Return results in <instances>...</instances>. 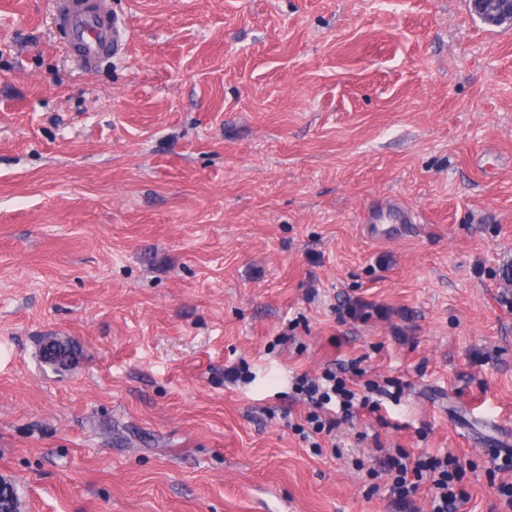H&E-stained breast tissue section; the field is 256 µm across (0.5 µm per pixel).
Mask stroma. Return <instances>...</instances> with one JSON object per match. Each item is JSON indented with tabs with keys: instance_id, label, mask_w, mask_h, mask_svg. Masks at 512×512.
<instances>
[{
	"instance_id": "35a3bbf8",
	"label": "stroma",
	"mask_w": 512,
	"mask_h": 512,
	"mask_svg": "<svg viewBox=\"0 0 512 512\" xmlns=\"http://www.w3.org/2000/svg\"><path fill=\"white\" fill-rule=\"evenodd\" d=\"M110 8L129 46L88 74L53 0H0L21 512H394L367 474L384 448L457 457L459 512H511L512 25L469 0ZM381 205L411 223H363ZM335 365L404 393L317 455L291 378Z\"/></svg>"
}]
</instances>
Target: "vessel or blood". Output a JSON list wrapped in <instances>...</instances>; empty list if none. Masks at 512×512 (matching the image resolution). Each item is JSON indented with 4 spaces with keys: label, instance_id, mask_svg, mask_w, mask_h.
Segmentation results:
<instances>
[{
    "label": "vessel or blood",
    "instance_id": "1",
    "mask_svg": "<svg viewBox=\"0 0 512 512\" xmlns=\"http://www.w3.org/2000/svg\"><path fill=\"white\" fill-rule=\"evenodd\" d=\"M54 8L65 18L64 43L84 69H96L103 58L123 54L128 23L110 13L106 0H54Z\"/></svg>",
    "mask_w": 512,
    "mask_h": 512
}]
</instances>
